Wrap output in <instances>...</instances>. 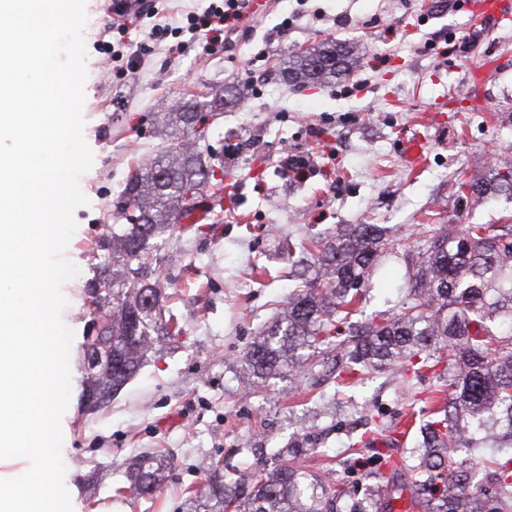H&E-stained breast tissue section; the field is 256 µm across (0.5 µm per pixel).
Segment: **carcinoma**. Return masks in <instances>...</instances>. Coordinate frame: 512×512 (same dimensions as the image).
Segmentation results:
<instances>
[{
    "label": "carcinoma",
    "mask_w": 512,
    "mask_h": 512,
    "mask_svg": "<svg viewBox=\"0 0 512 512\" xmlns=\"http://www.w3.org/2000/svg\"><path fill=\"white\" fill-rule=\"evenodd\" d=\"M351 45L321 42L288 57L282 77L303 88L350 70ZM172 111L166 149L131 171L112 201L114 223L97 240L102 261L88 282L90 305L106 308L99 326L112 370L90 367L86 398L106 402L136 374L153 347L182 333L177 315L161 319L170 298L151 261V241L179 236L181 221L196 208L197 193L224 200V150L200 146L193 134L199 111H224V90L211 99L162 100ZM479 202L491 194L512 196V161L496 160L488 176L458 184ZM425 247L404 257L407 288L390 310L363 315L368 276L390 241L378 224H343L312 247L290 240L301 287L289 295L279 318L245 352L244 379L264 380L288 371H318L334 379L333 404L368 373L393 371L400 411L368 409L364 431L347 435L348 453L337 464L354 468L353 455L375 436L391 433L406 417L415 426L402 465L374 458L365 486L345 490L292 461L315 448L296 442L277 450L291 462L258 469L225 482L219 468L188 498L187 512H392L409 495L423 512H512V224H424ZM112 283V299L98 294ZM346 325L333 337L336 323ZM431 377L435 383L423 386ZM164 456L145 454L132 464L128 489L137 498L156 494Z\"/></svg>",
    "instance_id": "carcinoma-1"
}]
</instances>
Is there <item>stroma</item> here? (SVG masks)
I'll use <instances>...</instances> for the list:
<instances>
[{
  "mask_svg": "<svg viewBox=\"0 0 512 512\" xmlns=\"http://www.w3.org/2000/svg\"><path fill=\"white\" fill-rule=\"evenodd\" d=\"M479 2L269 0L231 33L167 36L116 85L112 56L96 43L109 2L86 0L82 115L93 166L80 179L88 203L75 212L65 251L78 273L62 288V320L74 332L61 418L73 512H185L186 492L205 483L209 463L225 472L255 468L253 449L287 447L305 425L315 427L320 454L301 466L344 478L326 464L343 457L345 435L359 429L366 406L394 411V377L374 375L352 390L351 402L322 406L316 397L330 385L317 376L284 372L253 386L239 380L240 360L294 286L281 240L305 245L340 224H384L401 228L404 247L417 250L419 224L512 222L504 196L452 195L456 182L512 155V19L486 33L473 29ZM210 3L159 0L157 15L109 41H148L155 26L185 25L188 13ZM323 41L362 47L349 76L301 89L277 77L291 53ZM223 85L241 97L225 104L207 141L223 148L230 186L219 206L199 193L207 219L184 225L180 241L158 251L184 333L157 345L118 396L89 409L82 344L95 240L138 158L156 153L161 98ZM414 141L422 156L413 164L404 148ZM291 156L308 160L304 177L285 175L281 162ZM372 286L365 313L391 309L403 294L402 262L382 258ZM159 449L171 454L159 492L116 496L133 457Z\"/></svg>",
  "mask_w": 512,
  "mask_h": 512,
  "instance_id": "obj_1",
  "label": "stroma"
}]
</instances>
